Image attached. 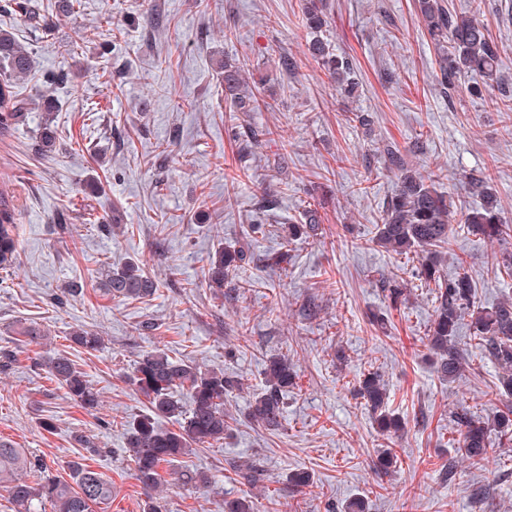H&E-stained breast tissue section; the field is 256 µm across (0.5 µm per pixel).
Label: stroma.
<instances>
[{
  "label": "stroma",
  "instance_id": "obj_1",
  "mask_svg": "<svg viewBox=\"0 0 512 512\" xmlns=\"http://www.w3.org/2000/svg\"><path fill=\"white\" fill-rule=\"evenodd\" d=\"M11 31L33 57L34 81L65 68L54 113L58 150L37 149L40 112L28 113L0 138V180L16 196L17 265L0 271V348L15 362L0 374V440L42 458L48 473L70 480L71 460L112 484L104 512H142L145 496L126 448L125 420L144 413L128 376L138 356L158 347L176 359L244 377L260 388L266 357L287 355L296 367L283 426L270 432L249 423L247 394L229 404L235 416L222 447L193 451L163 465V512H224L247 496L257 512H332L360 497L365 512H512V447L482 468L455 459V412L493 417L499 401L496 365L470 356L462 376L440 381L422 344L431 319L428 290L390 305L377 281L410 279L406 259L372 237L396 178L376 153L395 143L410 167L434 173L453 207L471 203L466 178L487 172L500 213L512 224V120L475 96L462 77L452 96L441 93L440 54L423 31L415 0H327L331 22L321 37L350 59L359 88L348 96L307 51L305 0H83L79 13L47 14L37 26L6 11ZM456 11H479L499 45L501 75L512 89V0H448ZM234 28V38L224 36ZM76 52L63 56L66 45ZM237 60L262 82L275 110L254 112L261 134L244 154V133L225 109L218 67ZM294 70H287L284 59ZM366 112L368 126L349 122ZM167 159H160V149ZM274 202L261 208L262 199ZM321 200L320 233L296 239L287 274L265 267L283 229L305 223V207ZM121 224H113V211ZM265 225L228 296L208 288L207 256L217 242L234 244L241 225ZM445 275L465 270L483 305L512 294V276L492 265L494 244L455 228ZM141 264L160 288L149 301L103 295L108 265ZM81 286L69 295V285ZM37 323L44 345L26 344L20 330ZM155 323L152 331L144 323ZM248 342L239 346L236 328ZM104 337L97 352L77 347V329ZM66 354L100 394L86 412L47 368L45 352ZM382 374L388 409L405 433L387 438L353 393L361 372ZM53 430H45L44 421ZM93 442L86 453L81 439ZM395 449L386 476L370 468L376 451ZM253 461L267 473L258 486L236 466ZM310 472L302 491L288 473ZM208 474L209 486L185 472Z\"/></svg>",
  "mask_w": 512,
  "mask_h": 512
}]
</instances>
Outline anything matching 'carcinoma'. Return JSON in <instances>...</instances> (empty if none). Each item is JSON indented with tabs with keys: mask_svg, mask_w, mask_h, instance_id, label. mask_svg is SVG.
Returning <instances> with one entry per match:
<instances>
[{
	"mask_svg": "<svg viewBox=\"0 0 512 512\" xmlns=\"http://www.w3.org/2000/svg\"><path fill=\"white\" fill-rule=\"evenodd\" d=\"M15 10L29 21H41L37 0H15ZM323 0H306L305 14L310 29L320 31L328 26ZM416 9L429 40L442 52V90L455 88L458 78L475 74L482 85L473 91H493L501 87L499 48L486 25L473 15L458 13L444 0H416ZM309 52L328 70L341 91L351 95L358 83L351 78L349 61L330 51L316 39ZM33 70L30 53L7 30L0 29V138L13 134L31 111L33 100L21 96L17 81ZM70 78L61 70L41 80L36 86L38 105L45 112L38 136V150L44 156L56 152L57 132L50 113L57 111L56 87ZM224 90L231 112H256L273 108L258 86H248L241 68L224 62ZM384 167L398 176L394 195L387 201L382 223L376 225L373 241L397 255H412L418 262L417 277L426 285H434L433 314L427 330V348L436 357L437 374L444 380L456 378L464 369L465 359L458 346V325L466 312H471L475 348L502 370L500 389L512 396V297H503L489 307L476 306V287L469 276L459 272L451 279L441 276L442 257L453 243V223L482 236L490 243L512 241V224L503 222L498 201L491 187V178L481 173L468 179L470 193L480 197L479 204L460 212L451 210L446 197L437 189L436 181L408 168L402 152L391 143L377 147ZM305 224L288 225L284 237L268 266L288 270L290 243L296 237L318 235L319 224L314 209L306 211ZM258 224H244L240 240L233 246H218L208 255L204 277L211 288L221 290L229 275L249 265L254 235ZM17 260L15 204L8 186L0 185V269L13 266ZM158 281L137 262L128 261L106 273L104 292L124 300H149L158 291ZM380 288L394 305L406 300L407 288L397 279L383 278ZM75 344L95 351L104 344V337L80 329L72 334ZM51 375L68 394L86 410L99 405V393L85 379L72 360L61 353L42 358ZM293 364L286 355L266 360L263 388L252 393L247 417L266 430L277 431L282 425L284 398L293 385ZM132 382L146 400L147 412L126 421L127 445L134 476L146 492L143 512H160L157 496L163 492L160 467L192 451V447L214 448L224 444L233 417L224 411V399L244 390V379L229 375L222 367L203 368L185 360H175L161 349L142 354L134 365ZM358 394L372 412L385 408L386 385L378 372L362 374ZM173 418L177 428L159 423ZM459 427L457 454L463 462L476 466L504 447H512V403L494 415L493 424L480 421L466 410L456 413ZM496 429L500 442L490 440ZM40 459L0 441V489L8 493L16 512H37L48 501L52 512H95V508L112 500V483L78 461L70 464L72 482L36 478L45 472ZM242 478L251 485L262 483L264 471L251 462L237 465Z\"/></svg>",
	"mask_w": 512,
	"mask_h": 512,
	"instance_id": "obj_1",
	"label": "carcinoma"
}]
</instances>
